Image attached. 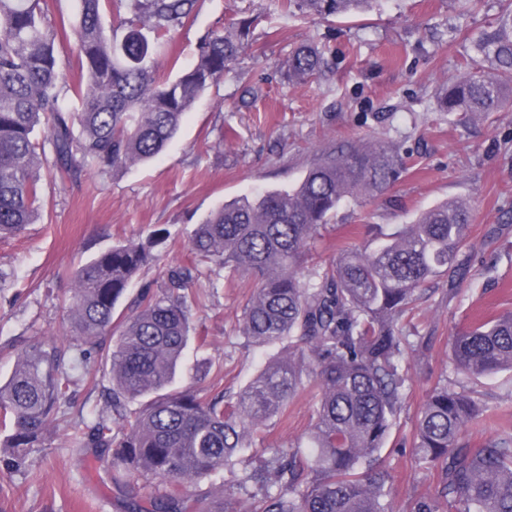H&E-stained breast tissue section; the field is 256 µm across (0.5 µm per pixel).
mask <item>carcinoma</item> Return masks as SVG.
<instances>
[{"label": "carcinoma", "mask_w": 512, "mask_h": 512, "mask_svg": "<svg viewBox=\"0 0 512 512\" xmlns=\"http://www.w3.org/2000/svg\"><path fill=\"white\" fill-rule=\"evenodd\" d=\"M44 0H0V235L19 234L44 205L41 171L60 180L100 175L160 154L183 117L224 81L259 17L208 33L196 62L159 58L191 18L198 0H79L75 52L81 78L58 66L57 30ZM374 0H270L284 17H348ZM112 14L105 24L103 14ZM480 69L447 86L448 113L487 114L512 102V4L473 40ZM323 64L318 45L288 56V78L305 81ZM81 101L73 112L66 100ZM389 143L353 144L319 155L288 191L243 197L210 212L189 242V263L166 280L145 282L118 310L134 281L159 260L161 237L148 234L100 253L82 266L67 299L72 331L64 347L45 338L17 354L0 381V467L26 470L29 456L71 420L63 407L71 387L96 378L78 362L96 354L112 386L106 409L76 437L75 451L112 454L126 512H392V473L381 456L408 396V352L429 358V338L411 340L403 320L438 277L457 287L471 267L466 199L441 202L390 233L372 225L364 245L336 248L325 265H309L312 244L346 201L375 199L405 168ZM251 277L241 336L277 348L234 397L173 383L191 342L190 316L200 276ZM112 337V345L101 341ZM450 359L462 380L436 383L414 423V468L436 470V497L412 512H512V431L481 448L463 443L467 428L490 418L481 379L512 371V311L472 319L451 336ZM321 397L305 440L269 448L238 469L251 441L281 420L305 387ZM230 474L204 492L140 495L139 477L183 482ZM250 507L239 509L241 494ZM223 507H212L215 499Z\"/></svg>", "instance_id": "carcinoma-1"}]
</instances>
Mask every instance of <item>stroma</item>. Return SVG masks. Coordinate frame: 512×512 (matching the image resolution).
I'll use <instances>...</instances> for the list:
<instances>
[{
    "label": "stroma",
    "instance_id": "obj_1",
    "mask_svg": "<svg viewBox=\"0 0 512 512\" xmlns=\"http://www.w3.org/2000/svg\"><path fill=\"white\" fill-rule=\"evenodd\" d=\"M49 21L59 29L58 57L67 78L79 74L71 45L77 0H46ZM269 0H199L190 21L173 38L170 55L193 64L201 38L231 22L262 15L249 36L232 77L209 89L187 112L178 133L155 158L100 175L82 173L58 181L45 178L47 206L38 223L0 239V345L28 350L52 336L66 342L64 298L74 272L98 252L162 229L165 267L149 279L162 281L166 266L185 264L197 224L213 209L263 190L295 186L315 154L328 147L374 140L390 142L411 163L375 201L343 204L313 253L315 263L333 259L339 241L364 238L370 224L391 230L441 201L469 199L473 209L467 259L477 277L457 290L440 286L407 316L419 335L430 337L428 365L408 357L412 390L395 434L410 438L427 390L453 372L448 340L470 316L512 309V104L471 117L442 112L440 85L467 70L471 40L492 26L499 0H479L461 11L453 0H379L368 13L312 19L265 16ZM326 44L322 72L304 82L289 80L282 63L296 46ZM207 293L193 309V335L179 385H189L197 361L219 369L220 389L240 392L266 354L246 345L239 333L252 284L242 278ZM90 374L99 384L78 382L66 411L75 424L91 421L102 408L110 379L95 360ZM512 374L483 379L492 409L489 421L465 436L473 448L512 429ZM319 401L317 389L301 392L288 420L269 427L249 454L269 445L304 438ZM393 512H409L422 495H436L440 476L415 471L410 454L391 458ZM30 474L0 471V512H123L112 483V458L76 454L71 437L52 436L32 457Z\"/></svg>",
    "mask_w": 512,
    "mask_h": 512
}]
</instances>
